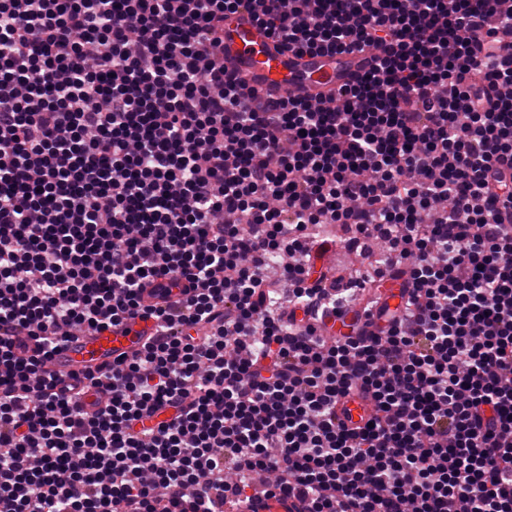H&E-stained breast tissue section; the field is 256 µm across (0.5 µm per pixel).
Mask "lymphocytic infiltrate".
Here are the masks:
<instances>
[{
  "label": "lymphocytic infiltrate",
  "mask_w": 512,
  "mask_h": 512,
  "mask_svg": "<svg viewBox=\"0 0 512 512\" xmlns=\"http://www.w3.org/2000/svg\"><path fill=\"white\" fill-rule=\"evenodd\" d=\"M255 5L281 50L383 54L257 99L212 60ZM336 244L371 268L325 279ZM137 316L131 360L47 369ZM353 392L370 425L337 421ZM260 483L512 512V0H0V512H229ZM320 322L324 325L321 334L327 340L338 338L349 332L351 323V313L337 315L333 311H328L323 315Z\"/></svg>",
  "instance_id": "1"
}]
</instances>
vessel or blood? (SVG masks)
<instances>
[{"mask_svg":"<svg viewBox=\"0 0 512 512\" xmlns=\"http://www.w3.org/2000/svg\"><path fill=\"white\" fill-rule=\"evenodd\" d=\"M379 54V49L371 48L332 56H299L276 49L249 11H241L224 23L226 71L257 88L260 94L274 98L299 90L316 101L328 98L368 73ZM321 322L323 337L331 340L348 334L351 316L330 311ZM152 332V322L136 318L116 327L75 334L54 354L48 367L64 381H71L73 372L83 367H104L133 358ZM337 412L349 424L361 425L371 410L368 401L352 395L342 400ZM239 512H301V505L298 500L279 494L263 495L242 505Z\"/></svg>","mask_w":512,"mask_h":512,"instance_id":"1","label":"vessel or blood"}]
</instances>
